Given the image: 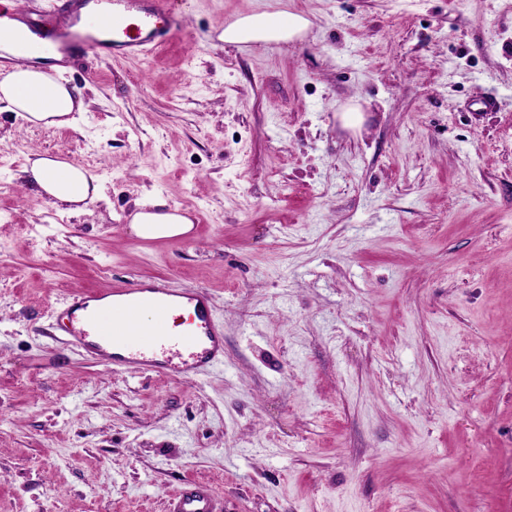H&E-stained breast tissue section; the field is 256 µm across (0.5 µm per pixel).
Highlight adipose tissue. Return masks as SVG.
I'll list each match as a JSON object with an SVG mask.
<instances>
[{
    "mask_svg": "<svg viewBox=\"0 0 512 512\" xmlns=\"http://www.w3.org/2000/svg\"><path fill=\"white\" fill-rule=\"evenodd\" d=\"M310 21L303 15L258 12L240 17L224 31L230 44L283 42L301 37ZM43 42L29 40L28 60L15 65L0 78V101L24 121L45 127H73L84 110L83 100L56 76L54 68L34 66V59L44 57ZM20 178L25 187L46 196L61 211L83 214L91 203L103 196V184L89 171L69 162L38 156L28 160ZM134 233L144 239L173 238L188 234L191 220L178 210L168 209L165 202L138 203L131 219Z\"/></svg>",
    "mask_w": 512,
    "mask_h": 512,
    "instance_id": "ef3b65f1",
    "label": "adipose tissue"
}]
</instances>
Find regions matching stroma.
I'll return each instance as SVG.
<instances>
[{"mask_svg":"<svg viewBox=\"0 0 512 512\" xmlns=\"http://www.w3.org/2000/svg\"><path fill=\"white\" fill-rule=\"evenodd\" d=\"M295 12V41L220 26ZM147 59L75 63L86 110L0 103V512H512V0H173ZM360 104V129L338 118ZM98 176L63 215L27 157ZM191 240L129 230L134 203ZM205 288L224 362L130 372L53 336L75 291ZM135 205L138 209L132 216L131 228L138 237L144 239L175 237L173 239L180 242L189 239L186 234L192 229V222L177 209H165L166 203L158 200L137 201ZM218 501L208 488L196 483L183 484L166 500V512H220Z\"/></svg>","mask_w":512,"mask_h":512,"instance_id":"35a3bbf8","label":"stroma"}]
</instances>
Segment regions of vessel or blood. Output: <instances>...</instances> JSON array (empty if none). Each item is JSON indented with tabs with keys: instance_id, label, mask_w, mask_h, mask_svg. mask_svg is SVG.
I'll return each mask as SVG.
<instances>
[{
	"instance_id": "1",
	"label": "vessel or blood",
	"mask_w": 512,
	"mask_h": 512,
	"mask_svg": "<svg viewBox=\"0 0 512 512\" xmlns=\"http://www.w3.org/2000/svg\"><path fill=\"white\" fill-rule=\"evenodd\" d=\"M11 21L45 39L59 66L77 57L134 60L160 49L174 25L169 0H61L54 19L23 9ZM186 311L190 320L180 335L164 333L167 312ZM111 329H104V321ZM58 328L68 343L126 369H158L190 380L224 356V327L204 288L178 291L149 279L89 294L71 295ZM165 512H221L208 488L183 484L167 499Z\"/></svg>"
}]
</instances>
